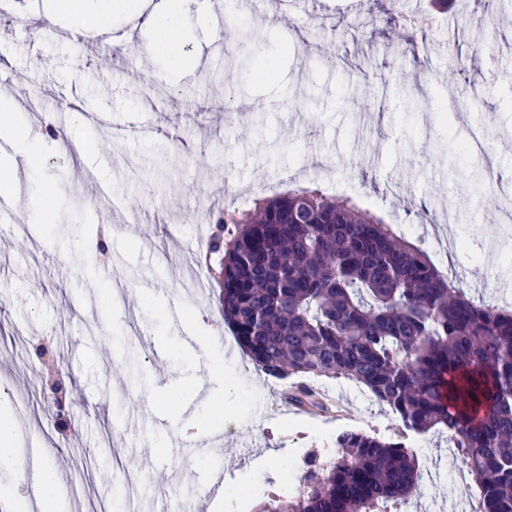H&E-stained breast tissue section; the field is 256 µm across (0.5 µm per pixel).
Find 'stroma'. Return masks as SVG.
<instances>
[{"instance_id": "stroma-1", "label": "stroma", "mask_w": 512, "mask_h": 512, "mask_svg": "<svg viewBox=\"0 0 512 512\" xmlns=\"http://www.w3.org/2000/svg\"><path fill=\"white\" fill-rule=\"evenodd\" d=\"M462 2L433 23L429 0H304L278 21L231 25L194 0L177 63L147 54L155 34L131 30L129 7L113 11L103 35L45 25L46 0L0 15V85L17 122L42 128L62 112L70 133L45 148L38 183L27 156L0 143L14 160L18 211L52 216L35 229L0 221V392L28 474L65 466L67 512H162L197 499L221 512L199 491L201 470L219 462L239 512H253L299 486L311 456L333 457L338 431L394 434L387 408L343 380L309 379L327 411L286 404V381L258 371L220 318L217 289L184 288L200 225L244 199L321 187L402 225L468 295L512 304V232L498 222L512 196L472 177L474 156L458 149L487 129L495 167L512 168V27L502 25L512 0ZM263 59L272 80L257 75ZM27 81L44 92L35 115L18 97ZM229 85L242 109L218 126L212 113ZM452 99L460 111L445 112ZM73 136L91 142L85 160L71 157ZM91 176L111 195H92ZM44 182L54 196L41 197ZM41 341L70 388L63 424L45 400ZM218 363L248 391L230 428L207 397ZM184 408L198 441L181 437ZM212 437L220 453L187 470ZM409 442L423 473L419 512H473L476 486L445 435Z\"/></svg>"}]
</instances>
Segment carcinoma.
Returning a JSON list of instances; mask_svg holds the SVG:
<instances>
[{
	"mask_svg": "<svg viewBox=\"0 0 512 512\" xmlns=\"http://www.w3.org/2000/svg\"><path fill=\"white\" fill-rule=\"evenodd\" d=\"M207 255L239 345L265 375L344 379L394 415L310 458L298 492L256 512H397L418 490L409 434L448 433L479 490L512 512V310L477 303L382 217L301 188L221 212ZM312 392L291 386L302 407Z\"/></svg>",
	"mask_w": 512,
	"mask_h": 512,
	"instance_id": "cac0c4a2",
	"label": "carcinoma"
}]
</instances>
